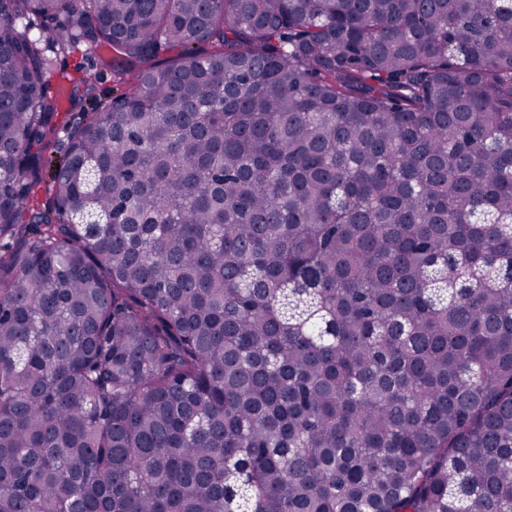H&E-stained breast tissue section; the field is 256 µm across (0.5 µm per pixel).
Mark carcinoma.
I'll return each instance as SVG.
<instances>
[{
    "label": "carcinoma",
    "mask_w": 512,
    "mask_h": 512,
    "mask_svg": "<svg viewBox=\"0 0 512 512\" xmlns=\"http://www.w3.org/2000/svg\"><path fill=\"white\" fill-rule=\"evenodd\" d=\"M0 512H512V0H0ZM92 50L84 44L77 45L64 54H57L56 70L51 74V88L53 92H63L62 111L57 119L59 128L51 137V142L45 151L50 166L61 159V149L67 142L69 129L80 120L83 112H89L91 105L83 95L85 79L90 80L97 87L99 98L107 97L112 90L115 93L131 84L132 73L126 75V82L119 84L114 74L109 70L96 66ZM74 95L77 104L69 101ZM81 98V100H79ZM68 127V129H67Z\"/></svg>",
    "instance_id": "1"
}]
</instances>
